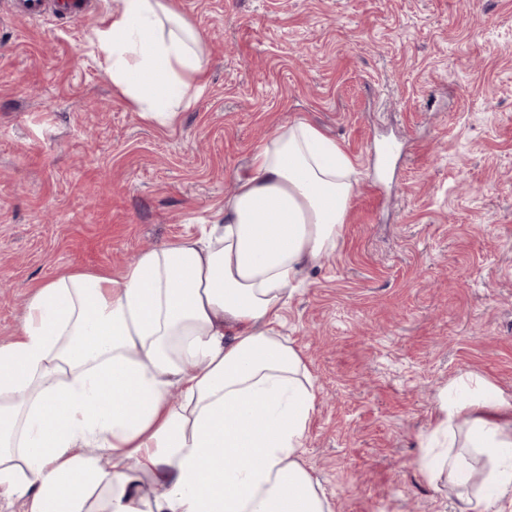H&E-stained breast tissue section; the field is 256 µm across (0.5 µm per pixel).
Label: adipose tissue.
Wrapping results in <instances>:
<instances>
[{"label": "adipose tissue", "mask_w": 512, "mask_h": 512, "mask_svg": "<svg viewBox=\"0 0 512 512\" xmlns=\"http://www.w3.org/2000/svg\"><path fill=\"white\" fill-rule=\"evenodd\" d=\"M93 31L104 72L172 125L206 80L204 40L172 0H120ZM357 180L335 140L297 119L256 151L200 235L145 250L120 277L72 270L32 290L0 343V499L27 512H331L300 456L317 395L282 313L335 251ZM484 459L480 486L455 451ZM462 512L512 505V401L458 382L421 437Z\"/></svg>", "instance_id": "1"}]
</instances>
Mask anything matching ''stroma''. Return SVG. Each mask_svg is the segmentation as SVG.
<instances>
[{
	"mask_svg": "<svg viewBox=\"0 0 512 512\" xmlns=\"http://www.w3.org/2000/svg\"><path fill=\"white\" fill-rule=\"evenodd\" d=\"M0 0V341L32 286L120 275L198 233L300 118L360 172L336 251L280 333L317 407L300 456L333 512H460L418 464L451 384L512 399V0H173L207 82L168 127L133 112L92 32L117 0L33 21Z\"/></svg>",
	"mask_w": 512,
	"mask_h": 512,
	"instance_id": "obj_1",
	"label": "stroma"
}]
</instances>
